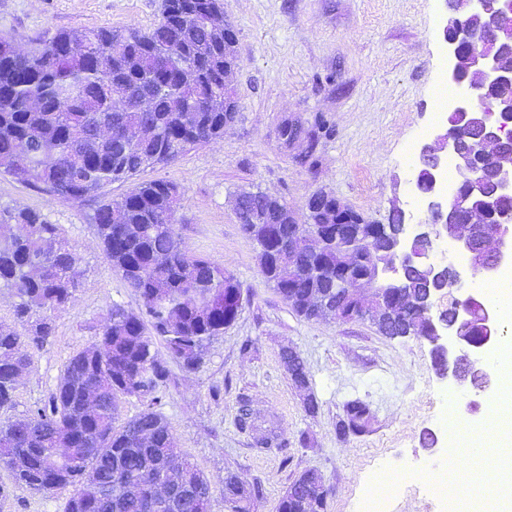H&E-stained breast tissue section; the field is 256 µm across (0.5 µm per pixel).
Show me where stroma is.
<instances>
[{"mask_svg": "<svg viewBox=\"0 0 512 512\" xmlns=\"http://www.w3.org/2000/svg\"><path fill=\"white\" fill-rule=\"evenodd\" d=\"M234 29L238 66L230 85L237 121L221 140L190 147L176 161L139 173L163 179L183 196L177 231L190 253L223 262L239 282L236 320L188 372L168 360L160 410L179 447L212 481L211 512H227L221 479L235 471L259 487L256 512H277L289 484L303 471H320L331 493L326 512H359L378 474L416 470L391 512H441L420 481L446 454L443 420L455 390L432 364L426 340L391 339L367 321L305 320L260 272L257 244L243 232L235 200L243 191L274 195L297 215L324 191L371 224L395 210L412 215L415 159L441 122L434 89L445 81V0H222ZM162 0H0V35L28 47L62 30L100 26L147 31L161 18ZM334 127L321 139L315 165L278 140L284 118ZM130 188L115 182L98 197L63 202L37 191L23 175L0 171V209L29 208L53 224L75 253L80 271L71 302L51 312L53 335L32 351L14 392L13 416L47 401L67 358L99 334L112 304L137 312L97 236L101 200ZM303 359L318 414L305 412L280 361L282 349ZM249 400L257 425L274 430L280 445L262 451L236 418ZM352 400L372 411L368 432L341 437L336 424ZM434 447H425L429 434ZM0 512H63L67 491L36 493L14 485Z\"/></svg>", "mask_w": 512, "mask_h": 512, "instance_id": "35a3bbf8", "label": "stroma"}]
</instances>
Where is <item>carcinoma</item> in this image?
I'll list each match as a JSON object with an SVG mask.
<instances>
[{
	"label": "carcinoma",
	"mask_w": 512,
	"mask_h": 512,
	"mask_svg": "<svg viewBox=\"0 0 512 512\" xmlns=\"http://www.w3.org/2000/svg\"><path fill=\"white\" fill-rule=\"evenodd\" d=\"M221 0H163L148 31L97 27L62 31L23 51L0 36V162L26 173L63 201L94 196L148 167L176 160L190 145L217 141L238 118L225 84L238 61L235 34L213 26ZM181 192L166 180L140 182L95 213L98 237L113 269L143 303L134 313L114 304L98 339L69 356L48 402L11 417L13 392L28 366V349L53 334L48 313L66 306L78 284L76 258L60 228L29 209L0 211V291L16 299V326L0 324V469L37 493L66 489L64 512H203L212 483L178 448L159 410L167 367L161 343L183 369L201 363L208 344L239 312L241 289L224 264L189 253L176 231ZM241 207L256 219L242 225L260 245V268L292 310L307 295L332 289L340 276L364 282L363 258L342 271L332 256L288 253L293 225L264 219L287 204L261 191H243ZM360 218L331 196L305 223L342 228ZM410 296L389 298L395 329L428 337L429 288L407 274ZM143 409L117 424L123 404ZM350 431L371 420L353 403ZM231 512H252L259 490L224 473ZM165 485L186 493L169 501ZM329 488L308 469L285 490L278 512H325Z\"/></svg>",
	"instance_id": "cac0c4a2"
}]
</instances>
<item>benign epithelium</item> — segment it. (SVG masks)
<instances>
[{"instance_id": "1", "label": "benign epithelium", "mask_w": 512, "mask_h": 512, "mask_svg": "<svg viewBox=\"0 0 512 512\" xmlns=\"http://www.w3.org/2000/svg\"><path fill=\"white\" fill-rule=\"evenodd\" d=\"M461 11L446 18L443 33L450 66L448 83L463 87L467 97L450 108L448 124L455 132L439 130L434 144H424L418 154L420 170L415 177L416 191L428 201L427 218L413 230L407 224L391 228L389 248L371 265L368 280L379 283L366 306L355 287L336 285V307L330 310L333 319L340 320L360 307L366 316L391 331L394 314L386 306V296L404 295L407 272L419 270L432 279L427 300L435 306L446 288H463L475 274L495 279L512 269V212L497 214V224L490 238H485L478 213L468 205L475 198L481 211L495 209L501 196H512V161L506 160L512 150V127L506 118L512 117V95L487 96L490 85L512 84V65L506 64L512 52V0H461ZM491 15L495 24L482 33L474 30L468 18ZM483 75L484 83L476 86L464 83L460 77L463 67ZM293 128L292 138L281 140L285 147L305 146L311 150L312 141L300 126V121L288 119ZM453 158L458 173L468 182V197L449 199L441 191V179ZM427 226L437 228L436 237L446 239L466 257L463 265L440 264L430 258L433 241ZM480 319L483 336L474 340L468 334L474 319ZM427 337L431 359L437 374L448 381L459 393L464 414L473 416L480 410L477 397L493 392L497 378L487 355L501 342L500 323L496 310L477 290L453 305L451 317L444 313L429 319ZM477 370L484 385L476 393L467 387V371Z\"/></svg>"}]
</instances>
